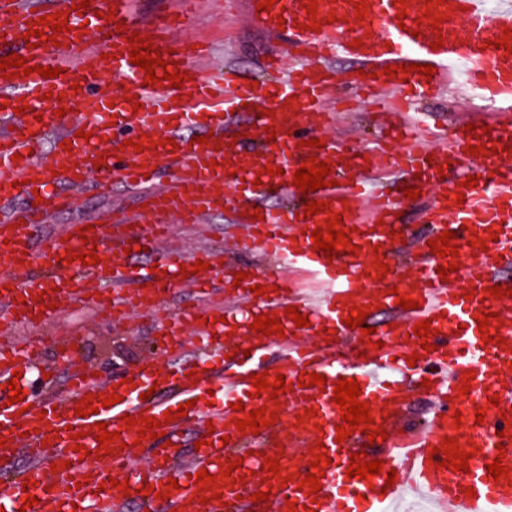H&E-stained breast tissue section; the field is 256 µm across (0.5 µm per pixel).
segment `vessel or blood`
Segmentation results:
<instances>
[{"label":"vessel or blood","mask_w":512,"mask_h":512,"mask_svg":"<svg viewBox=\"0 0 512 512\" xmlns=\"http://www.w3.org/2000/svg\"><path fill=\"white\" fill-rule=\"evenodd\" d=\"M312 1L317 10L311 17L306 8ZM262 2L248 0V18L280 40L283 51L264 62L266 79L251 85L235 66L211 65L210 47L177 35L190 20V0L149 23L138 16L136 0H91L84 9L76 8V0H58L50 9L39 0H0V58L21 56L31 69L0 78V457L28 460L16 480L0 483V512H123L129 503L136 512L161 506L166 512H250L252 495L264 491L270 494L266 512L292 506L387 512L389 503L418 492L428 493L441 512H512V483L493 480L487 469L498 458L512 470V298L488 294L496 285L512 288L501 274L512 265V55L494 45L512 29V5L488 17L481 0H437L430 7L443 20L435 32L422 17L423 0H366L361 21L352 0H276L267 11ZM51 12L66 13L67 31L37 25V18ZM414 26L419 34H411ZM34 27L43 38L36 48L23 39ZM131 32L169 54L168 68L155 71V85L144 86V69L131 63ZM342 59L354 60L355 70L337 71ZM460 60L470 68L450 81L448 67ZM410 64L431 65L433 78L404 73ZM389 65L396 67L395 76L385 75ZM41 66L57 69L58 77L39 75ZM168 70L186 74L182 88L164 79ZM343 84L366 95L377 110L379 131L370 145L336 133V90ZM49 93L63 97L71 112H45ZM450 93L498 104L491 136L471 138L461 122L450 129L414 119L420 100ZM245 113L252 121L243 125ZM52 130L55 145L41 156ZM188 130L208 135V143L189 145ZM145 138L152 147L135 152L134 143ZM312 138L319 147L309 146ZM471 145L476 153H468ZM311 159L329 163L330 185L304 195L293 185L294 173ZM164 165L175 172L168 184L157 178ZM268 165L278 175L265 173ZM116 173L140 192L136 214L111 223L96 215L81 218L37 251L49 216L81 210L87 181H94L98 193H111ZM471 176L478 183L465 188ZM406 182L425 197L422 219L430 226L427 237L409 243L398 233L394 192ZM274 191L289 196L290 204H266ZM460 193L461 204L455 201ZM20 197L26 209L13 210ZM313 201L330 203L341 214L356 253L329 259L315 250L312 232L325 225L328 213L306 216ZM223 209L243 228L235 242L239 253L307 270L323 290L313 297L289 277L251 274L236 303H229L223 287L193 270L196 262L213 263L212 251L189 253L174 245L168 225L172 218L203 224ZM445 231L456 236L457 259L429 247ZM108 249L114 259H104ZM74 250L99 255L100 261L82 265L71 260ZM142 253L156 269L134 266L133 256ZM39 259L47 266L43 278L30 274ZM379 260L388 274L379 275ZM452 262L457 270L440 277L439 267ZM258 282L267 288L259 297L250 290ZM178 285L195 288L197 297L191 307L174 311L164 307L162 296ZM400 294L418 299L419 308L397 306ZM69 302L125 328L136 316L157 319L167 339L164 363L145 364L128 382L80 366L68 375L65 393L49 378L41 396L33 397L27 377L41 353L25 331L47 324L55 306ZM368 304L387 317L366 337L344 320L351 307ZM291 307L308 316L309 326L295 325L287 313ZM263 315L279 318L281 334L254 330ZM482 315L490 322L485 332L476 323ZM425 320L432 333L423 340L414 327ZM486 334L492 342H483ZM240 336L249 353L238 352ZM426 343L431 351H423ZM186 347L192 351L187 360ZM272 352L278 362L271 368L266 357ZM264 372L284 376L287 393L256 394L252 377ZM305 372L324 376V384L300 387ZM468 372L473 378L465 394L462 378ZM343 377L358 382L360 401L388 434L381 443L385 470L368 482L346 474L351 454L368 448L367 434L337 437L342 419L334 388ZM12 379L23 390L15 403L5 386ZM421 386L436 411L423 428L409 430L400 425L399 413ZM113 392L119 403L77 416L84 397ZM494 395L500 405H489ZM238 402L243 411H235ZM182 404L188 407L185 417L165 419L166 411ZM261 407L273 414L272 425L256 433L237 428L243 412ZM310 408L315 416L305 417ZM139 414L160 422L161 436L143 439L128 428L126 416ZM101 422L118 435L106 449L97 440ZM189 430L205 444L185 462ZM445 438L469 453L467 471L444 467L437 448ZM77 443L84 453L74 452ZM320 452L330 463L319 491L309 497L297 485ZM269 457L278 460L281 479L266 480ZM390 469L396 472L392 483ZM203 470L232 477L209 503L196 483ZM121 481L129 492L118 489ZM469 487L475 491L470 498ZM164 490L170 498L159 499ZM28 493L38 502L26 509L22 499Z\"/></svg>","instance_id":"b4317fda"}]
</instances>
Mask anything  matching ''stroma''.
Listing matches in <instances>:
<instances>
[{
    "mask_svg": "<svg viewBox=\"0 0 512 512\" xmlns=\"http://www.w3.org/2000/svg\"><path fill=\"white\" fill-rule=\"evenodd\" d=\"M245 0H235L233 11H225L224 0H201L192 24L185 30V37L211 45L212 62L224 60L227 49H234L233 64L243 80L262 76L261 61L271 47L265 34L257 28L244 25ZM86 211L111 216L113 207L122 206L134 211L138 208V193L123 180H116L112 194L99 196L94 185L82 190ZM237 228L230 214L219 213L206 224L191 228L184 224L172 227L174 236L188 250L214 249L222 253L225 264L253 265L260 272L273 270L272 261L248 260L225 251ZM72 333L76 336L73 349L80 361L96 365L104 374L123 375L144 363L147 358L163 359L164 336L156 322L143 320L133 325L129 333H121L102 324L93 310L77 304L63 307L52 317L44 330L39 331L40 349L44 360L53 364L58 380H65L69 366L57 357L54 334Z\"/></svg>",
    "mask_w": 512,
    "mask_h": 512,
    "instance_id": "35a3bbf8",
    "label": "stroma"
}]
</instances>
